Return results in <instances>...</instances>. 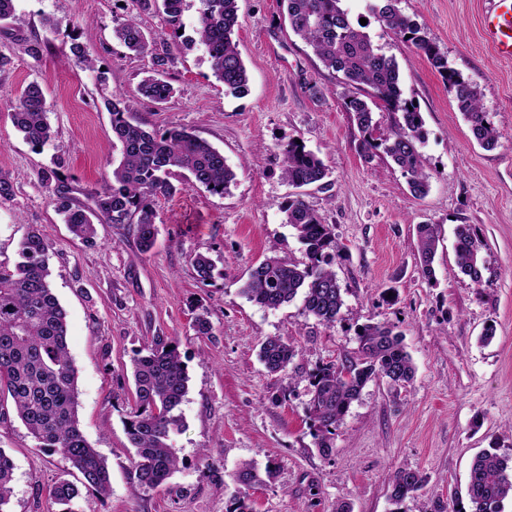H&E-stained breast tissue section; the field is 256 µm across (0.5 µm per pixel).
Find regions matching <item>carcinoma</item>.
<instances>
[{
	"label": "carcinoma",
	"mask_w": 512,
	"mask_h": 512,
	"mask_svg": "<svg viewBox=\"0 0 512 512\" xmlns=\"http://www.w3.org/2000/svg\"><path fill=\"white\" fill-rule=\"evenodd\" d=\"M143 10H157L177 30L187 0H137ZM197 34L205 48L212 72L224 87L238 94L248 90L249 76L233 39L239 26V0H196ZM290 30L302 39L322 64L342 75L355 89L345 101L347 111L363 133L366 152L382 150L408 177L417 197L428 193L429 180L422 165L420 147L425 141L424 120L414 101L405 97L398 64L375 46L365 26L342 7L343 0H281ZM398 0H375L370 9L384 28L423 53L431 66L447 81L458 112L470 132L485 150L499 144V132L484 111L481 91L473 81L450 67L448 58L428 39L423 29L397 7ZM124 47L140 55L150 52L153 74L140 83L141 95L164 103L174 93L164 79V70L173 62L168 40L146 34L133 19L114 29ZM381 104L398 115L394 130L377 142L376 127L369 103ZM111 114L112 178L92 196V205H76L60 174L45 171L42 180L49 199L64 216L70 233L84 243L96 236V224H112L131 232L141 252L154 247L158 226L156 201L184 188L203 189L222 195L235 179L224 154L184 127L162 132L148 130L136 118L134 105L121 96L106 103ZM14 127L34 146H44L54 138L48 121L41 86L30 83L11 112ZM282 177L292 187L319 185L328 168L305 144L294 141L282 152ZM185 182L177 186L175 173ZM285 223L292 226L304 245V259L286 256L264 259L254 267L242 292L259 306L276 310L303 295V308L320 324L331 327L341 317L342 288L332 269L339 247L329 225L306 202L295 197L283 206ZM420 264L425 278L434 277L437 232L432 224L416 228ZM456 264L471 281H482L479 253L483 241L470 224L455 229ZM49 247L42 234L32 230L19 245V261L9 268L0 264V421L8 415L6 398L35 442V447L62 454L83 477V486L104 495L110 490L106 460L85 438L78 418L77 370L67 344L66 313L49 281ZM197 279L214 278L216 266L203 254L191 257ZM356 355L340 363L317 366L308 375L311 398L309 418L315 428L317 448L332 451L331 434L343 421L353 401L365 385L384 379L390 389L409 385L415 366L399 334L386 324H367L358 332ZM298 350L281 336H269L260 343L258 357L268 373L287 374ZM134 401L124 420L129 443L134 449L132 487L153 489L164 484L178 469L179 457L171 437L182 427L179 413L187 393L189 376L181 360L178 343L158 338L134 353L130 360ZM14 465L0 449V512H6L13 493ZM233 512H249L241 490L259 483L250 464L234 474ZM427 482V476L412 467L399 468L390 485V498L399 504L413 498ZM80 489L68 480H59L53 499L70 504ZM467 495L471 512H502L503 501L512 497V459L496 450L479 453L470 468Z\"/></svg>",
	"instance_id": "obj_1"
}]
</instances>
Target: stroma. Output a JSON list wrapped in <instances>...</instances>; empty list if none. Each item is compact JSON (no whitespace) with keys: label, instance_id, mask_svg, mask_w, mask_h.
I'll list each match as a JSON object with an SVG mask.
<instances>
[{"label":"stroma","instance_id":"obj_1","mask_svg":"<svg viewBox=\"0 0 512 512\" xmlns=\"http://www.w3.org/2000/svg\"><path fill=\"white\" fill-rule=\"evenodd\" d=\"M0 54V173L14 194L0 199V262L13 265L21 239L37 228L49 245L51 283L67 313L68 349L78 369L84 436L106 459L111 488L82 491L71 512H232V474L251 463L262 482L250 488L252 512H419L439 500L448 512H470L467 483L475 455L488 448L512 458V59L482 33L485 0H398L451 67L478 84L499 131L488 151L469 126L442 76L426 57L370 17L368 0H343L366 19L374 45L395 58L408 98L427 129L420 148L429 192L414 196L402 171L382 152L365 157L363 135L344 107L351 93L288 28L279 0H239V50L248 90H227L196 43L197 5L170 39L175 89L156 104L139 93L153 71L150 55L131 56L114 28L136 17L148 32L167 30L165 16L140 11L136 0H15ZM59 26L45 28V18ZM45 46L31 56L29 40ZM92 54L77 64L73 46ZM43 89L52 143L23 140L10 114L29 83ZM320 88L311 95L309 85ZM136 100L150 129L181 126L221 151L236 173L224 195L186 189L156 202L158 237L142 253L119 228L101 224L94 244L75 239L49 200L43 171L58 169L78 203H88L112 174V94ZM301 140L325 163L322 186L303 190L281 177V150ZM304 200L329 224L340 252L333 269L343 290L340 320L324 326L301 300L276 310L251 302L242 288L270 256L302 259L304 248L281 211ZM435 225V278L421 271L416 227ZM474 225L485 246L481 283L456 265L455 228ZM216 265L201 283L190 256ZM207 313L212 336L196 335ZM369 323L394 325L416 366L397 391L367 383L337 427L333 452H319L308 417L310 371L358 349ZM491 343L482 344L486 326ZM269 336L297 342L287 377L269 374L258 358ZM176 339L189 375L183 426L172 444L181 460L163 485L136 491L133 450L124 414L132 402L130 359L156 338ZM0 449L14 464L8 512H60L55 482H79L63 456L39 451L16 417L0 422ZM428 482L418 498L394 503L389 480L401 467Z\"/></svg>","mask_w":512,"mask_h":512}]
</instances>
